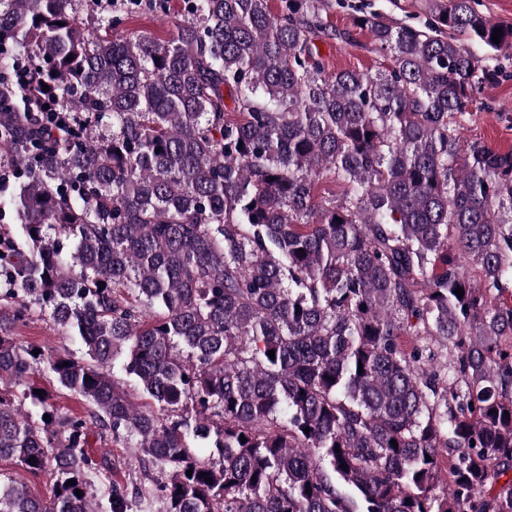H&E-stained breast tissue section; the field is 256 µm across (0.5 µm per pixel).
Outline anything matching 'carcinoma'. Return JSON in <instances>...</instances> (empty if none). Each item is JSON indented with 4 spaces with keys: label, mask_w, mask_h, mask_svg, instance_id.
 I'll use <instances>...</instances> for the list:
<instances>
[{
    "label": "carcinoma",
    "mask_w": 512,
    "mask_h": 512,
    "mask_svg": "<svg viewBox=\"0 0 512 512\" xmlns=\"http://www.w3.org/2000/svg\"><path fill=\"white\" fill-rule=\"evenodd\" d=\"M109 2L0 0V461L53 487L0 512H97L94 425L150 483L109 512H512V151L461 136L512 26L363 14L390 68L329 73L330 0H181L167 40L119 31L172 0ZM17 343L24 346H39L44 350L58 348L64 343L61 336L49 324L34 317L25 324L18 325L13 332ZM43 383L48 388V390H52L54 394L58 395L55 402L63 414L76 416L87 415L89 409L88 402H86L81 397L73 395L68 391L60 388L55 382L52 383L48 373L44 374Z\"/></svg>",
    "instance_id": "cac0c4a2"
}]
</instances>
